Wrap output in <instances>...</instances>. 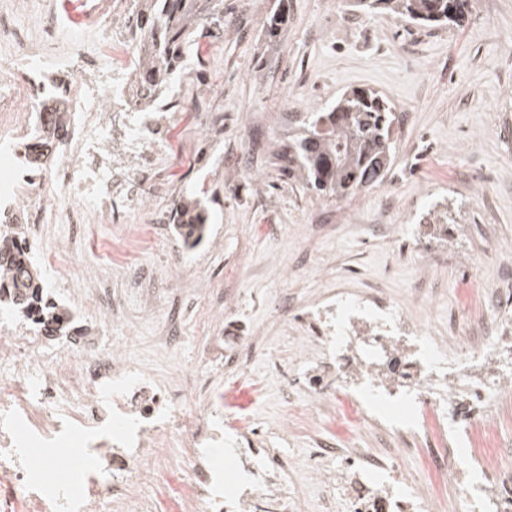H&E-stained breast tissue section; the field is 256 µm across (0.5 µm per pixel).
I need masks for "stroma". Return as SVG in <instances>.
Here are the masks:
<instances>
[{
  "label": "stroma",
  "mask_w": 512,
  "mask_h": 512,
  "mask_svg": "<svg viewBox=\"0 0 512 512\" xmlns=\"http://www.w3.org/2000/svg\"><path fill=\"white\" fill-rule=\"evenodd\" d=\"M286 21L275 40L267 22L278 4ZM512 0H469L456 23L420 26L353 0H224V34L190 45L172 77L171 109L160 130L163 179L146 211L198 202L208 226L195 247L174 225L159 224L136 255L155 284L131 295L121 280L119 312L108 332L160 375L196 371L203 339L218 328L254 337L239 368L204 374L200 389L220 393L243 421H288L289 446L304 462L318 440L345 453L377 447L342 411H307V387L288 388L280 366L321 353L313 327H292L300 306L324 294L350 297L378 288L404 301L421 328L448 341V321L475 293L512 267ZM371 89L393 106L395 157L380 183L331 199L289 179L278 155L299 115L332 106L346 90ZM67 266L42 268L45 294L78 307L71 281L123 254L112 224ZM226 298L222 319L207 311L182 318L176 353L159 341L149 308L179 305L183 287Z\"/></svg>",
  "instance_id": "stroma-1"
}]
</instances>
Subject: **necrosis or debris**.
<instances>
[{
  "mask_svg": "<svg viewBox=\"0 0 512 512\" xmlns=\"http://www.w3.org/2000/svg\"><path fill=\"white\" fill-rule=\"evenodd\" d=\"M89 38L76 55L63 49L66 22L46 0L28 22L12 7L0 8V212L25 210L31 243L45 257L73 252L87 244L93 225L127 224L157 184L161 142L160 116L130 103L132 45H124L126 63L108 60L105 46L120 40L118 28L99 30L101 17L121 13L125 0H86ZM60 115L69 131L67 160L50 173L26 168L16 150L22 126L40 127ZM46 224H70L75 233L49 240ZM404 310L384 296L351 300L336 295L316 313L323 347L315 378L316 405L353 406L352 423L372 421L379 405L372 383L359 398L336 380L346 371H368L370 357H348L361 325L376 326L385 340L401 333ZM442 355L424 336H416L419 370L395 369L392 379L409 382L408 399L420 408L418 449L399 447L402 427L384 422L386 444L369 457H345L321 441L309 460V472L338 512H429L430 490L408 483L405 463L420 456L435 478L448 483L449 512H486V478L498 475L501 502L496 512H512V471L504 469L495 449L497 423L483 415L449 413L450 400L512 407V388L488 386L474 377L477 363L493 358L505 341V322L488 317L460 333ZM100 346L93 337L68 335L48 341L31 318L0 322V512H98L107 498L125 500L130 491L155 479L151 463L164 448L186 451L188 468L165 473L171 490L162 512H294L298 482L281 445L287 422L272 426L238 425L225 439L224 402L193 394L194 377L185 372L166 381L130 352ZM476 460L477 475L449 479L458 444ZM230 446L243 480L224 485L208 451ZM75 447L78 480L60 488L48 478L52 449ZM96 459L93 467L84 466Z\"/></svg>",
  "mask_w": 512,
  "mask_h": 512,
  "instance_id": "necrosis-or-debris-1",
  "label": "necrosis or debris"
}]
</instances>
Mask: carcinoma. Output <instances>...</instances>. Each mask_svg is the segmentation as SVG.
<instances>
[{
	"label": "carcinoma",
	"instance_id": "obj_1",
	"mask_svg": "<svg viewBox=\"0 0 512 512\" xmlns=\"http://www.w3.org/2000/svg\"><path fill=\"white\" fill-rule=\"evenodd\" d=\"M469 0H355L364 13L381 10L426 26L454 22ZM224 25V0H132L125 28L138 48L133 73V106L153 109L168 95L171 75L180 68L187 47ZM397 123L393 107L377 93L360 88L346 91L322 112H307L288 147L279 154L282 169L318 193L336 199L357 194L384 180L393 164ZM63 136L50 123L40 129V146L31 153L30 167L39 170L50 148ZM184 242L199 244L207 233L196 203L177 208ZM0 232V302L14 311L37 317L49 335L69 325L70 316L44 296L41 274L30 248L12 237V225Z\"/></svg>",
	"mask_w": 512,
	"mask_h": 512
}]
</instances>
